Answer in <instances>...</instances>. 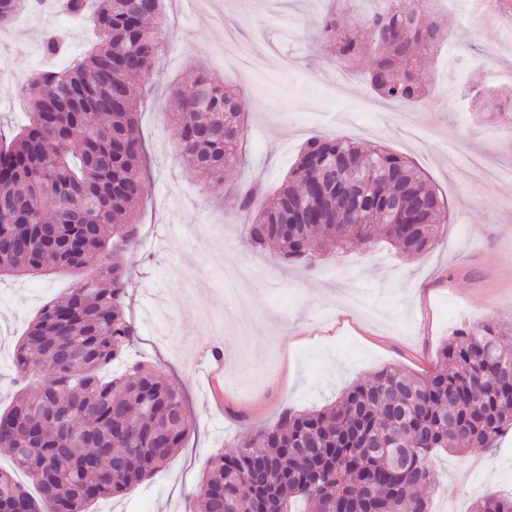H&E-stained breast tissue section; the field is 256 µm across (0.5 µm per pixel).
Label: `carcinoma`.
Masks as SVG:
<instances>
[{"instance_id": "1", "label": "carcinoma", "mask_w": 512, "mask_h": 512, "mask_svg": "<svg viewBox=\"0 0 512 512\" xmlns=\"http://www.w3.org/2000/svg\"><path fill=\"white\" fill-rule=\"evenodd\" d=\"M27 0H0V25ZM361 27L338 21L336 0L319 24L328 53L349 69L360 62L361 31L374 62L365 83L379 99L412 108L430 96L419 77L422 46L441 43L431 0H381ZM90 22L97 41L63 69L46 70L21 93L28 123L0 141V277L79 270L99 260L62 300L46 303L15 350L19 388L0 410V454L36 488L0 470V512H88L95 501L129 494L183 447L188 421L181 390L141 364L105 380L101 369L137 336L126 317L127 278L119 261L139 229L129 223L147 191L138 114L147 77L168 30L161 0H63ZM182 163L204 180L237 163L245 113L224 82L201 73L172 92ZM343 160L366 173V195L332 184L324 171ZM267 186L237 191L246 243L276 244L287 261L316 266L330 248L386 241L402 254L430 249L448 223V203L403 157L363 151L344 138L308 137L298 160L257 208ZM401 202L385 211L388 199ZM51 378L32 385L31 378ZM512 429V339L487 322L457 330L424 377L383 368L319 410L285 408L276 422L207 460L190 512H429L438 450L492 448ZM472 512H512V493H490Z\"/></svg>"}]
</instances>
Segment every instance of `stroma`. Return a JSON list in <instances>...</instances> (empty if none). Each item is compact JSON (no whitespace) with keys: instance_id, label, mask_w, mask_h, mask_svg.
I'll use <instances>...</instances> for the list:
<instances>
[{"instance_id":"obj_1","label":"stroma","mask_w":512,"mask_h":512,"mask_svg":"<svg viewBox=\"0 0 512 512\" xmlns=\"http://www.w3.org/2000/svg\"><path fill=\"white\" fill-rule=\"evenodd\" d=\"M451 35L422 71L442 110L420 106L408 123L346 74L323 48L324 0H164L173 36L154 63L138 122L150 168L136 219L140 238L120 261L126 309L137 337L105 376L135 364L161 367L182 391L189 431L183 448L135 491L90 512H188L211 455L227 451L283 408L330 405L354 383L394 366L422 376L459 328L492 322L512 334V119L495 111L512 91V12L462 14L439 0ZM71 33L67 55L42 48L47 31ZM97 38L89 24L41 10L0 26V130L23 124L22 85L63 68ZM481 66L478 97H461L462 65ZM208 72L232 85L245 112L239 160L205 183L177 156L171 91ZM383 146L423 171L448 201V224L419 255L387 243L323 253L315 269L282 261L273 247L246 245L235 194L261 177L277 182L311 135ZM252 272L243 293H225L231 267ZM93 267L0 279V409L17 390L14 347L35 314ZM223 352L224 403L207 393L212 345ZM433 512H471L492 492H512V430L496 448L439 453Z\"/></svg>"}]
</instances>
